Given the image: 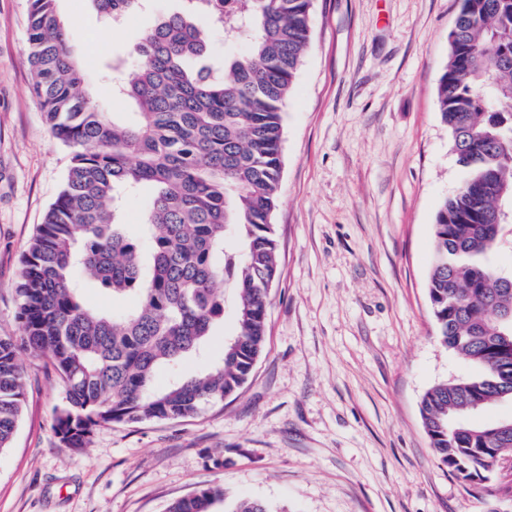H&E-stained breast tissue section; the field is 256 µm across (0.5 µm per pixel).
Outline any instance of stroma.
Listing matches in <instances>:
<instances>
[{
  "label": "stroma",
  "instance_id": "obj_1",
  "mask_svg": "<svg viewBox=\"0 0 512 512\" xmlns=\"http://www.w3.org/2000/svg\"><path fill=\"white\" fill-rule=\"evenodd\" d=\"M458 0H313L285 107L278 276L266 347L224 403L176 421L96 427L83 451L54 426L64 391L23 359V415L0 451V512H167L210 485L272 512H512V474L484 483L438 460L422 396L479 367L441 346L427 293L432 224L463 175L438 112ZM180 0L120 23L58 0L107 112L113 64ZM29 0H0V335L18 332L20 256L71 153L30 89ZM223 466H214V458Z\"/></svg>",
  "mask_w": 512,
  "mask_h": 512
}]
</instances>
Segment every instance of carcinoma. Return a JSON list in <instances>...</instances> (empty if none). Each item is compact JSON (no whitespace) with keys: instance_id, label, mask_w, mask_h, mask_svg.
<instances>
[{"instance_id":"carcinoma-1","label":"carcinoma","mask_w":512,"mask_h":512,"mask_svg":"<svg viewBox=\"0 0 512 512\" xmlns=\"http://www.w3.org/2000/svg\"><path fill=\"white\" fill-rule=\"evenodd\" d=\"M92 2L117 21L142 0ZM184 2L132 46L120 93L135 113L121 121L85 87L57 0H29L31 90L72 158L20 259L19 334L0 336V451L21 418L24 355L46 359L62 383L56 431L81 451L97 426L183 419L224 402L264 350L283 114L310 46L312 0ZM204 25L241 38L246 51L216 66ZM448 44L438 109L464 178L435 217L428 294L439 343L482 373L427 391L421 416L440 462L473 482L512 457V422L469 421L473 404L482 411L512 390V285L492 261L502 225L488 223L501 212L512 224V0H460ZM145 186L140 241L122 208ZM84 280L139 304L92 309ZM228 288L236 332L222 356L160 383L184 358L207 355ZM223 498L219 486L202 488L168 512H210ZM229 512L269 509L244 499Z\"/></svg>"}]
</instances>
